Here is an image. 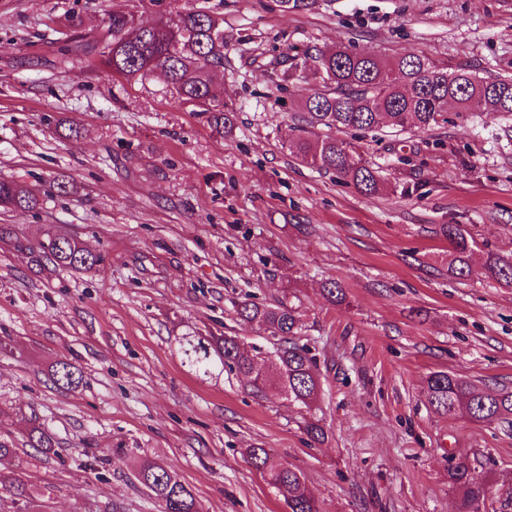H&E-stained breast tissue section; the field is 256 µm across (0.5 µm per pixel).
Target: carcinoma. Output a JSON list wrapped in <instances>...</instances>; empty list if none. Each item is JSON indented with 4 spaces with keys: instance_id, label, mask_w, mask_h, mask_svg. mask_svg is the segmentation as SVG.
I'll return each mask as SVG.
<instances>
[{
    "instance_id": "carcinoma-1",
    "label": "carcinoma",
    "mask_w": 512,
    "mask_h": 512,
    "mask_svg": "<svg viewBox=\"0 0 512 512\" xmlns=\"http://www.w3.org/2000/svg\"><path fill=\"white\" fill-rule=\"evenodd\" d=\"M105 42V63L113 76L130 80L158 73L174 103L199 108L216 132L222 134L235 126V109L212 91L213 75L224 67L223 15L191 5L175 12L162 11L153 23L144 25L132 13H117L110 19ZM308 59L312 64L303 68L320 88L302 104L304 125L298 127L295 152L308 164L336 175L366 195L384 189L376 171L346 140L332 134L312 140L306 136L308 128L372 131L389 123L397 131L428 129L447 122L450 105L459 116L469 112L512 115V79H480L460 70L450 82L448 65L427 55L383 61L343 46L332 52L318 50ZM39 204L37 196L24 186L0 179V207L31 212ZM441 232L451 246L448 269L459 277L466 276L474 239L461 224H443ZM42 248L54 264L74 270L90 269L100 259L78 241L58 235L49 236ZM487 271L499 284L512 287V258H490ZM237 313L242 321L278 337L279 348L264 365H257L235 336L189 335L179 340L182 366L201 380L234 372L257 390L271 386L285 399L311 407L320 392V379L315 372V356L298 341L296 308L283 300L275 304L245 300L238 304ZM53 379L76 387L83 381V372L72 363L62 362ZM427 398L441 416L466 417L477 423H512L509 387L488 392L470 380L438 371L427 379ZM28 443L46 454L54 451L52 435L40 426L31 428ZM246 455L250 466L283 498L288 512H320L300 472L265 448H248ZM134 477L162 504V512H201L192 491L171 468L145 459L135 465ZM448 483L458 493V512H480L491 496L490 485L476 475L463 454L449 460ZM0 493L20 504V512H37L32 494L13 473H0Z\"/></svg>"
}]
</instances>
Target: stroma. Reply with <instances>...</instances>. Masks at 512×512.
Listing matches in <instances>:
<instances>
[{
	"label": "stroma",
	"mask_w": 512,
	"mask_h": 512,
	"mask_svg": "<svg viewBox=\"0 0 512 512\" xmlns=\"http://www.w3.org/2000/svg\"><path fill=\"white\" fill-rule=\"evenodd\" d=\"M187 0H0V179L40 199L0 211V462L42 512H160L133 459L170 466L204 512H286L245 449L299 471L322 512H457L451 453L491 483L487 512H512V424L436 414L431 373L512 388V288L488 256L512 257V117L449 114L428 130H350L344 139L385 189L364 195L291 148L316 83L289 64L339 46L390 59L426 54L449 70L512 78V0H201L224 17L215 91L237 121L220 135L173 105L160 76L113 77L100 56L58 62L116 12L150 23ZM68 192L50 195L54 180ZM476 239L471 268L448 269L440 228ZM75 236L100 262L53 265L50 234ZM346 300L329 302L325 282ZM286 300L315 354L310 408L233 373L203 381L177 339L238 337L268 348L238 303ZM79 365L67 389L57 363ZM327 431L308 440L307 421ZM56 451L29 447L32 426ZM128 449L117 458L113 449Z\"/></svg>",
	"instance_id": "1"
}]
</instances>
